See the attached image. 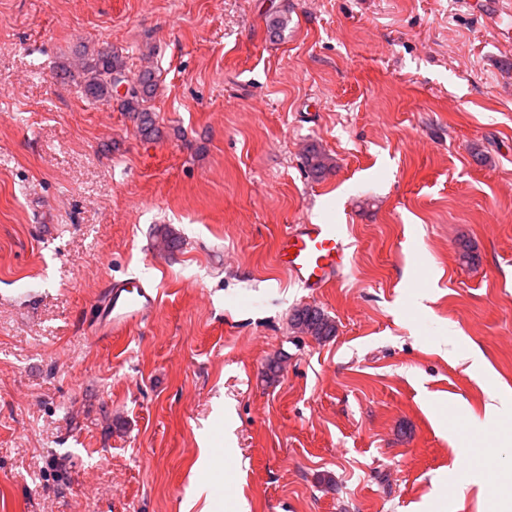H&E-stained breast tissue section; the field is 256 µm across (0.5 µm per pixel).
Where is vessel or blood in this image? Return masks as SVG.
I'll list each match as a JSON object with an SVG mask.
<instances>
[{
	"instance_id": "1",
	"label": "vessel or blood",
	"mask_w": 512,
	"mask_h": 512,
	"mask_svg": "<svg viewBox=\"0 0 512 512\" xmlns=\"http://www.w3.org/2000/svg\"><path fill=\"white\" fill-rule=\"evenodd\" d=\"M276 261L294 282L314 292L324 288L344 269L347 247L336 225L297 224L281 237ZM157 303V292L140 279L107 283L97 308L95 330L106 335L122 332L148 316Z\"/></svg>"
}]
</instances>
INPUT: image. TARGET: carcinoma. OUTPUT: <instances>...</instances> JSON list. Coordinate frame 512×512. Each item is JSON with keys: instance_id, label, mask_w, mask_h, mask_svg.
Instances as JSON below:
<instances>
[{"instance_id": "1", "label": "carcinoma", "mask_w": 512, "mask_h": 512, "mask_svg": "<svg viewBox=\"0 0 512 512\" xmlns=\"http://www.w3.org/2000/svg\"><path fill=\"white\" fill-rule=\"evenodd\" d=\"M64 79L73 84L87 101L110 106L117 100L121 111L133 119L138 133L145 139L160 137L151 101L159 90V79L149 66L138 74L130 75L123 53L106 46L84 48L78 63L62 66ZM133 80L136 87L124 95L118 94L115 80ZM304 168L316 179H322L334 168L333 159L316 145L309 146L303 154ZM291 325L300 333L308 334L317 341H325L336 335L332 319L320 308L302 306L294 310Z\"/></svg>"}]
</instances>
